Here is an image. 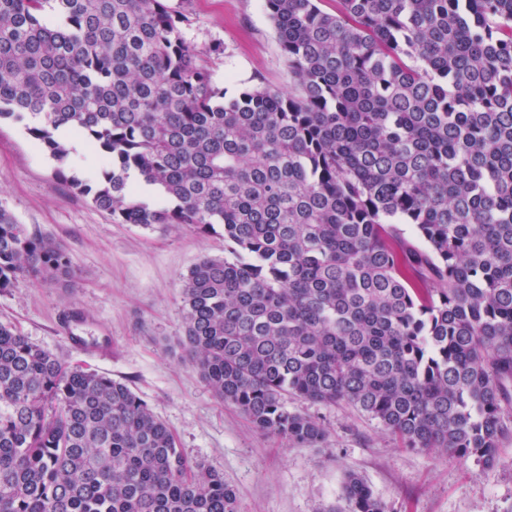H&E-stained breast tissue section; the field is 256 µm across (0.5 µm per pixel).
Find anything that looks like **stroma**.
<instances>
[{
	"label": "stroma",
	"instance_id": "obj_1",
	"mask_svg": "<svg viewBox=\"0 0 512 512\" xmlns=\"http://www.w3.org/2000/svg\"><path fill=\"white\" fill-rule=\"evenodd\" d=\"M188 18L184 33L212 82L235 95L244 85H293L263 0H166ZM224 46L208 55L209 44ZM64 162L51 158L24 124L0 121V209L64 246L72 275L58 282L19 277L0 292V323L63 355L73 365L128 384L175 434L193 460L223 473L238 512H324L346 471L362 476L388 512H512V438L500 465L436 451H410L370 418L345 405L289 402L326 429L313 447L256 431L214 397L181 347L182 279L201 256L224 257V233L201 236L185 224H125L74 195L54 171L95 172L100 160L77 138ZM88 339L108 336L112 353L79 351L63 327Z\"/></svg>",
	"mask_w": 512,
	"mask_h": 512
}]
</instances>
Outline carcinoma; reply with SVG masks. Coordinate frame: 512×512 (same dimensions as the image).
<instances>
[{"mask_svg":"<svg viewBox=\"0 0 512 512\" xmlns=\"http://www.w3.org/2000/svg\"><path fill=\"white\" fill-rule=\"evenodd\" d=\"M293 88L226 98L165 0H0V120L125 224L224 230L183 277V348L262 433L346 404L407 449L491 467L512 437V0H264ZM160 187L137 196L130 174ZM411 226L416 247L398 228ZM71 275L0 209V291ZM343 505L387 512L356 472ZM0 512H238L125 383L0 324ZM69 154L62 166L66 171L77 176L95 172L100 166V160L79 139L70 137L68 140Z\"/></svg>","mask_w":512,"mask_h":512,"instance_id":"carcinoma-1","label":"carcinoma"}]
</instances>
